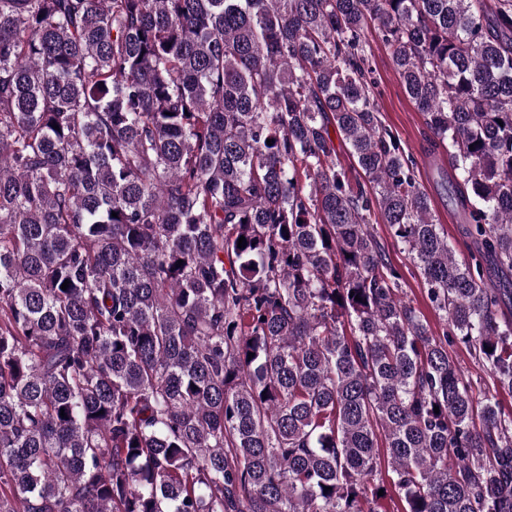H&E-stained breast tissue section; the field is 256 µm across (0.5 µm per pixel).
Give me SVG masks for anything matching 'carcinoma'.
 <instances>
[{"label": "carcinoma", "mask_w": 512, "mask_h": 512, "mask_svg": "<svg viewBox=\"0 0 512 512\" xmlns=\"http://www.w3.org/2000/svg\"><path fill=\"white\" fill-rule=\"evenodd\" d=\"M510 305L512 0H0V512H512V413L448 354L512 392ZM366 36L378 81L375 92L381 119L399 139L405 153L416 162L421 188L430 198L437 224H442L445 232H448V243L456 259L463 263L471 261L473 246L461 233L459 209L441 186L440 177L428 155L429 133L424 116L404 91L388 47L377 37L373 28L368 30ZM374 227L377 235L385 244L389 262L403 276L404 284L402 289L405 300L410 301L424 315L435 336H442L444 323L427 298L424 282L419 270L410 260L407 252L402 249V246L394 241L386 224L380 222L375 224ZM448 353L472 380L475 398L481 399L485 393H490L495 396L506 413L512 412V393L497 388L489 371L474 360L464 344L458 340L448 343Z\"/></svg>", "instance_id": "1"}]
</instances>
